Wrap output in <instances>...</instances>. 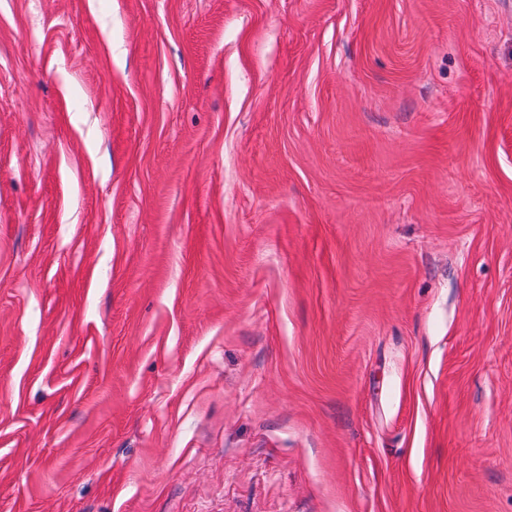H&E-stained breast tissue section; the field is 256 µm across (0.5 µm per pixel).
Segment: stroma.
Segmentation results:
<instances>
[{
	"label": "stroma",
	"mask_w": 512,
	"mask_h": 512,
	"mask_svg": "<svg viewBox=\"0 0 512 512\" xmlns=\"http://www.w3.org/2000/svg\"><path fill=\"white\" fill-rule=\"evenodd\" d=\"M0 512H512V0H0Z\"/></svg>",
	"instance_id": "stroma-1"
}]
</instances>
